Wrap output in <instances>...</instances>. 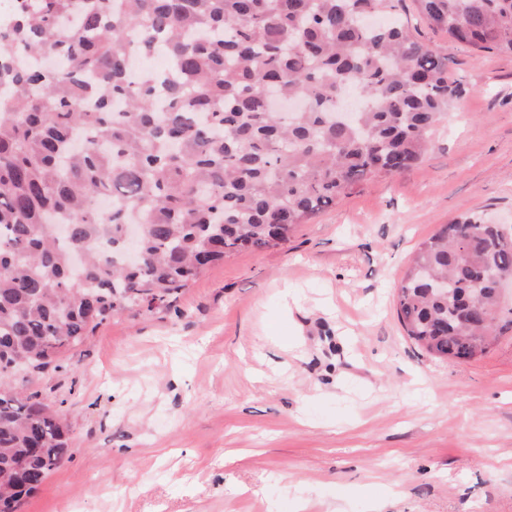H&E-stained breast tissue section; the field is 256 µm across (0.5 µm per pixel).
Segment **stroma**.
<instances>
[{"label":"stroma","instance_id":"stroma-1","mask_svg":"<svg viewBox=\"0 0 512 512\" xmlns=\"http://www.w3.org/2000/svg\"><path fill=\"white\" fill-rule=\"evenodd\" d=\"M417 29L466 89L423 160L64 350L25 391L71 445L21 512H512V332L439 360L397 316L422 241L512 224V55Z\"/></svg>","mask_w":512,"mask_h":512}]
</instances>
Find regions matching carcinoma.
<instances>
[{"label":"carcinoma","instance_id":"carcinoma-1","mask_svg":"<svg viewBox=\"0 0 512 512\" xmlns=\"http://www.w3.org/2000/svg\"><path fill=\"white\" fill-rule=\"evenodd\" d=\"M0 22V351L40 376L130 308L427 153L462 88L390 14L400 0H12ZM432 30L512 55V0H415ZM164 53L173 75L134 69ZM141 225L140 260L127 229ZM512 232L474 215L419 244L397 295L409 339L470 360L512 330ZM452 288L438 291L437 280ZM69 425L0 381V512Z\"/></svg>","mask_w":512,"mask_h":512}]
</instances>
